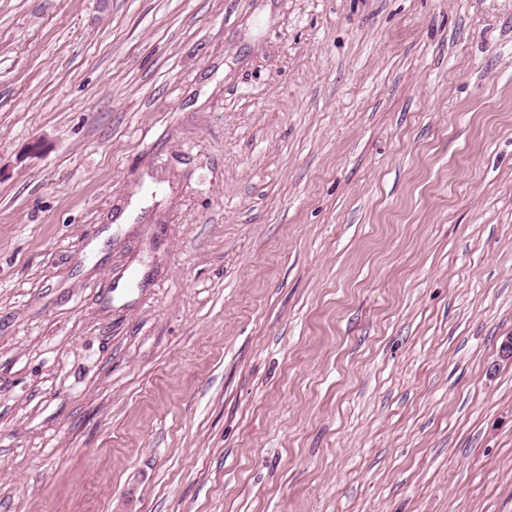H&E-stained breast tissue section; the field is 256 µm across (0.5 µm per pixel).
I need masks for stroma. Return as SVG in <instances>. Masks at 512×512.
Masks as SVG:
<instances>
[{
	"instance_id": "1",
	"label": "stroma",
	"mask_w": 512,
	"mask_h": 512,
	"mask_svg": "<svg viewBox=\"0 0 512 512\" xmlns=\"http://www.w3.org/2000/svg\"><path fill=\"white\" fill-rule=\"evenodd\" d=\"M512 0H0V512H512Z\"/></svg>"
}]
</instances>
